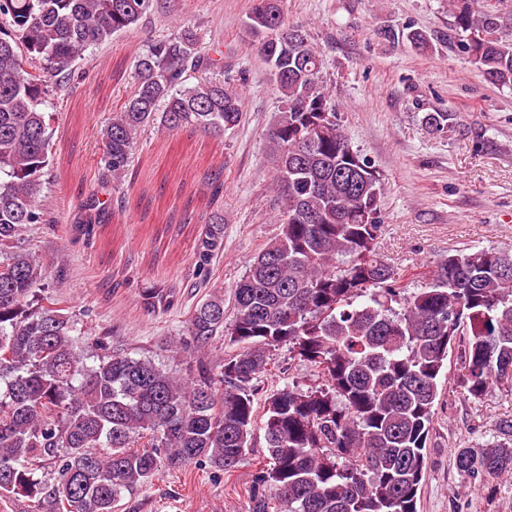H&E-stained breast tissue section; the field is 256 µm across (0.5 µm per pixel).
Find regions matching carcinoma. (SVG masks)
Wrapping results in <instances>:
<instances>
[{
  "mask_svg": "<svg viewBox=\"0 0 512 512\" xmlns=\"http://www.w3.org/2000/svg\"><path fill=\"white\" fill-rule=\"evenodd\" d=\"M151 0H0V498L30 512H116L159 468L207 462L234 471L255 430L252 381L289 345L322 382L286 385L264 403L269 467L249 490L251 512H417L426 440L448 353L458 382L480 399L512 383V253L478 249L434 263L418 291L377 250L383 178L353 149L324 88L318 48L288 25L284 0H257L249 28L281 106L268 134L284 196L280 232L224 296L194 310L187 336L206 347L224 334L238 350L213 370L177 376L148 358L87 339L41 293L45 270L24 235L44 221L36 203L49 166L53 97L86 54L136 26ZM449 39L488 82L512 88V39L491 0H448ZM244 107L223 62L183 29L156 38L134 64L120 109L102 128L105 177L121 180L137 136L159 124L215 137ZM427 128L453 120L430 112ZM224 250V210L196 244L207 270ZM504 440L461 446L459 473L475 484L512 476V420Z\"/></svg>",
  "mask_w": 512,
  "mask_h": 512,
  "instance_id": "obj_1",
  "label": "carcinoma"
}]
</instances>
